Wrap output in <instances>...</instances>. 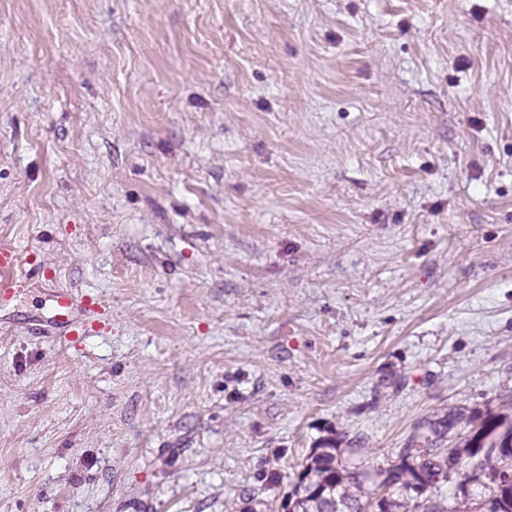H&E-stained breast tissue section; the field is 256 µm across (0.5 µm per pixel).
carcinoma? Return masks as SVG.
<instances>
[{
  "mask_svg": "<svg viewBox=\"0 0 512 512\" xmlns=\"http://www.w3.org/2000/svg\"><path fill=\"white\" fill-rule=\"evenodd\" d=\"M465 419L458 410L441 420L420 424L400 449L398 461L375 473L344 460L334 439L312 449L288 493V512H512V417L488 413L450 448L447 434ZM470 469L459 483L462 497L434 498L462 462ZM484 495L474 499L467 485Z\"/></svg>",
  "mask_w": 512,
  "mask_h": 512,
  "instance_id": "obj_1",
  "label": "carcinoma"
}]
</instances>
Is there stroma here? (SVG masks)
I'll return each instance as SVG.
<instances>
[{
  "mask_svg": "<svg viewBox=\"0 0 512 512\" xmlns=\"http://www.w3.org/2000/svg\"><path fill=\"white\" fill-rule=\"evenodd\" d=\"M1 247L0 512H283L512 411V0H0ZM22 262L15 249L0 248V293L14 295L22 291ZM58 307L64 310V313H56L48 318L45 327L41 333L44 336H71L79 334L77 328L80 324L78 314L83 311L85 316L95 312L93 306L85 301L83 297L79 298L67 289H57L54 293Z\"/></svg>",
  "mask_w": 512,
  "mask_h": 512,
  "instance_id": "1",
  "label": "stroma"
}]
</instances>
